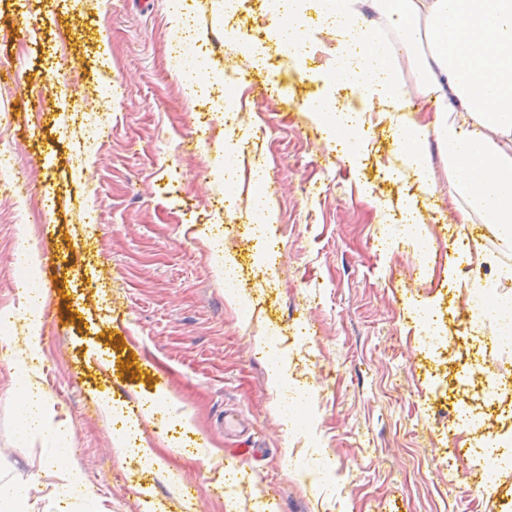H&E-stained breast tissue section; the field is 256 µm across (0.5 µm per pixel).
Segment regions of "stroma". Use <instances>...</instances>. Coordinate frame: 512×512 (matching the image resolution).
<instances>
[{
  "label": "stroma",
  "mask_w": 512,
  "mask_h": 512,
  "mask_svg": "<svg viewBox=\"0 0 512 512\" xmlns=\"http://www.w3.org/2000/svg\"><path fill=\"white\" fill-rule=\"evenodd\" d=\"M191 2L192 34L212 50L205 74L176 64L170 0H0V89L12 91L0 143L26 171L43 253L38 269L21 262L16 208L0 194V333H17L18 278L42 282V319L58 335L41 340L40 382L97 495L69 512H512V459L487 494L464 480L474 462L453 447L470 434L453 425L446 369L420 348L417 320L453 289L445 334L459 363L467 285L512 266V245L487 234L480 263L452 253L413 276V248L387 253L379 241L408 213L428 235L455 234L439 155L428 194L393 165L394 136L372 109L349 162L304 110L319 96L340 108L353 98L329 83L323 48L292 69L263 0L232 18L219 0ZM192 79L231 92L233 123L187 95ZM87 116L108 124L104 142H80ZM228 139L277 183L264 240L245 230L257 181L222 202ZM89 208L98 223H84ZM225 250L244 268L249 303L215 270ZM276 359L311 387L291 428L268 382ZM18 370L0 360V478L33 481L37 512H58L45 447L17 442L7 391ZM125 397L144 405L138 438L166 471L116 457L101 402ZM228 407L265 455L243 459L225 439ZM203 435L210 447H195Z\"/></svg>",
  "instance_id": "stroma-1"
}]
</instances>
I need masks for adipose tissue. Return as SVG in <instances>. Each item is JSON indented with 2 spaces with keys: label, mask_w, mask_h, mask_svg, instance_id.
I'll return each mask as SVG.
<instances>
[{
  "label": "adipose tissue",
  "mask_w": 512,
  "mask_h": 512,
  "mask_svg": "<svg viewBox=\"0 0 512 512\" xmlns=\"http://www.w3.org/2000/svg\"><path fill=\"white\" fill-rule=\"evenodd\" d=\"M313 9L325 31H304L300 15ZM385 16L413 62V81L397 71L388 44L371 18ZM277 34L293 63L303 48L329 37L335 67L331 83L346 85L360 102H376L391 116L404 170L430 186V146H438L463 202L461 223L497 226L512 241V0H292L274 14ZM428 97V120L412 115V94ZM22 333L5 336L6 355L21 368L9 391L17 406V439H41L44 466L58 473L60 502L93 503L94 488L68 458L70 434L53 424L57 404L38 380L40 320L34 306L22 315Z\"/></svg>",
  "instance_id": "1"
}]
</instances>
